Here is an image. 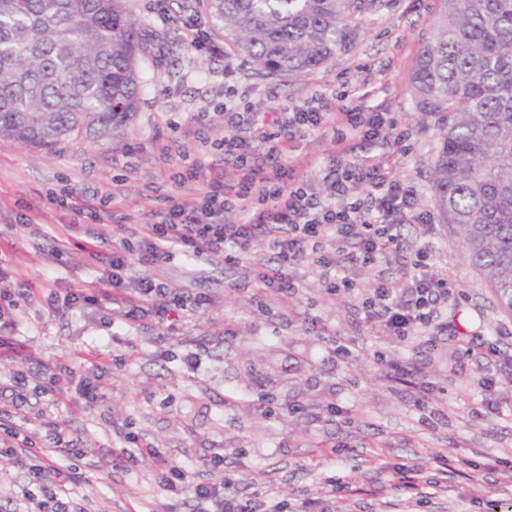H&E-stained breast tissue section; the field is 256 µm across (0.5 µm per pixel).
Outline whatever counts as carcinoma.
<instances>
[{
  "mask_svg": "<svg viewBox=\"0 0 512 512\" xmlns=\"http://www.w3.org/2000/svg\"><path fill=\"white\" fill-rule=\"evenodd\" d=\"M232 55L297 77L355 44L375 0H198ZM142 24L124 0H0V138L106 143L138 109ZM418 111L444 113L436 206L512 313V0H439L409 75Z\"/></svg>",
  "mask_w": 512,
  "mask_h": 512,
  "instance_id": "cac0c4a2",
  "label": "carcinoma"
}]
</instances>
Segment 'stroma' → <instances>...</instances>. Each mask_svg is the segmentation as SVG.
<instances>
[{"label":"stroma","instance_id":"stroma-1","mask_svg":"<svg viewBox=\"0 0 512 512\" xmlns=\"http://www.w3.org/2000/svg\"><path fill=\"white\" fill-rule=\"evenodd\" d=\"M144 19L150 54L139 57L138 109L109 144L77 138L52 151L0 138V269L36 289L34 303L14 312L9 343L0 348V383L20 367L66 365L75 354L108 363L105 398L68 403L64 414L100 456L86 458L82 494L95 512H166L168 498L155 468L111 463L117 443L112 426L130 422L144 443L174 448L190 461L209 449L224 451L225 475L254 502L276 493L296 512L315 499V512H512V478L494 461L512 462V337L501 336L512 315L465 259L453 225L435 217L433 271L453 284L442 314L468 320L481 343L496 346L491 370L496 385L482 391L473 356L452 333L434 347L377 335L362 319L359 300L323 294L315 281L288 302L253 304L248 294L225 291L226 280H244L255 263L269 262L266 243L255 244L243 263L223 259L174 262L154 276L175 288H199L214 302L187 318L176 332L129 327L112 321L108 302L49 311V293L93 288L98 274L84 252L57 254L51 241L19 232L20 217L36 226L88 223L111 235L119 224H140L171 190L170 170L159 153L207 152L224 134V96L244 95L252 111L280 105L315 106L338 115L344 94L360 91L362 106L395 113L405 132L389 156L401 178L417 189L421 207L434 209L431 190L439 120L414 106L408 76L437 0H378L360 25L353 50L304 78L263 77L232 55L202 54L188 47L177 23L196 0H126ZM115 203H102L106 190ZM91 202L90 216L72 217L51 196L62 191ZM236 335L224 333L227 321ZM329 335L309 331V321ZM348 341L346 360L333 338ZM204 341L198 371L180 362L190 340ZM406 365L393 379L388 362ZM490 399L495 413L485 412ZM335 443L328 465L314 467L326 443ZM419 470L429 486L420 494L397 480L401 469ZM342 484L322 498L327 482Z\"/></svg>","mask_w":512,"mask_h":512}]
</instances>
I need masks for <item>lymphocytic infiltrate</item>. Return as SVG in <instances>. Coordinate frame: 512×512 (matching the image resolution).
I'll return each instance as SVG.
<instances>
[{"label": "lymphocytic infiltrate", "mask_w": 512, "mask_h": 512, "mask_svg": "<svg viewBox=\"0 0 512 512\" xmlns=\"http://www.w3.org/2000/svg\"><path fill=\"white\" fill-rule=\"evenodd\" d=\"M245 125L252 128L253 141L239 136ZM314 132L329 134L336 145L320 171L317 189L302 172L298 148ZM403 137L397 117L387 112L351 106L335 123L327 113L314 110L252 113L226 102L219 147L233 178L212 174L211 164L198 156L178 163L170 176L175 189L205 181V191L194 202L169 196L166 207L153 211L148 223L137 225L131 236L113 240L107 249L89 227L78 242L68 231L56 235L57 252L79 244L99 269L102 287L62 300L51 296L47 305L53 309L61 302L92 305L105 300L113 306V319L127 325L171 326L205 313L212 297L171 287L141 273V266H162L179 255L220 256L236 265L258 242L267 243L275 258L251 268L247 283L253 302L297 296L310 273L327 295L342 298L353 290V268H370L387 255L403 252L402 227L417 224L425 237L415 249L406 292L397 294L386 276L375 275L361 308L366 320L378 322L383 335L400 342L421 336L433 344L447 330L438 309L448 299L450 284L431 269L432 215L418 210L414 186L385 163L361 155L373 146H397ZM255 142L265 149L260 166L252 162ZM100 369L98 362L80 356L69 367L18 370L0 385V457L8 462L0 469V482L17 488L0 512H90L74 490L86 480L81 462L92 451L56 411L73 393L90 405L103 400L96 378ZM113 434L128 448L130 464L153 466L167 496L193 504L194 512H284L280 501L254 504L242 500L230 482L203 481V474L222 468V452L203 455L188 467L170 450L142 444L127 426H114Z\"/></svg>", "instance_id": "f902f5d3"}]
</instances>
